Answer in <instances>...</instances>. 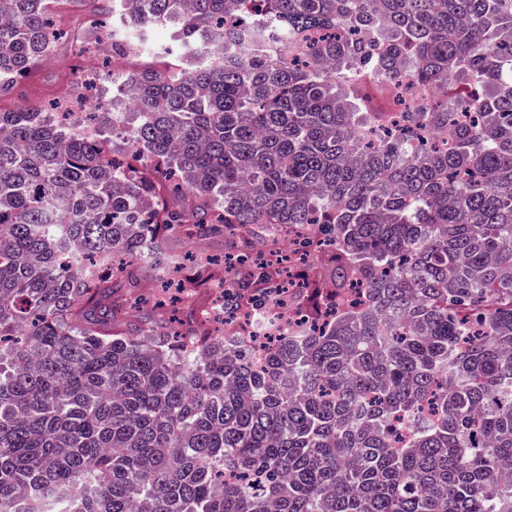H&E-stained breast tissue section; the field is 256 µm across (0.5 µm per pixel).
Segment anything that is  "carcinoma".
<instances>
[{
    "label": "carcinoma",
    "instance_id": "cac0c4a2",
    "mask_svg": "<svg viewBox=\"0 0 512 512\" xmlns=\"http://www.w3.org/2000/svg\"><path fill=\"white\" fill-rule=\"evenodd\" d=\"M58 2L0 0V95ZM108 2L162 58L112 80L124 158L0 112V512H512V0ZM185 225L307 228L305 318L227 319L261 263L187 279L216 338L125 317Z\"/></svg>",
    "mask_w": 512,
    "mask_h": 512
}]
</instances>
